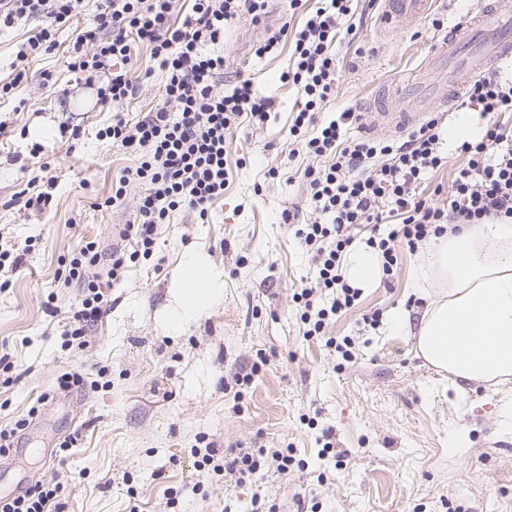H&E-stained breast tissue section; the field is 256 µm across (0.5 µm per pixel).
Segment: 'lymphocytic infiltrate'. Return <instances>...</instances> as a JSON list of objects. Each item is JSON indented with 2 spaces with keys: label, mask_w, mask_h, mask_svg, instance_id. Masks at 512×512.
I'll use <instances>...</instances> for the list:
<instances>
[{
  "label": "lymphocytic infiltrate",
  "mask_w": 512,
  "mask_h": 512,
  "mask_svg": "<svg viewBox=\"0 0 512 512\" xmlns=\"http://www.w3.org/2000/svg\"><path fill=\"white\" fill-rule=\"evenodd\" d=\"M96 12L83 22L68 44L62 62L71 73L94 86L98 102L112 107V123L103 134L123 150L140 155L138 166L124 169L112 185L107 205L122 203L130 184L142 187L135 218L122 235L131 252L111 255L109 277L118 279L129 260L151 257L158 224L170 212L188 207L206 215L223 197L228 181V137L238 120H265L273 96L258 94L251 80L238 81L231 92L218 91L224 35L241 13L260 21L268 0H96ZM354 0H324L295 30L280 27L256 49L262 56L282 41L292 46L287 71L280 80L297 86L304 102L289 134L297 148L321 158L306 167V187L313 220L297 227L295 236L311 252L318 269L313 284L296 301L307 337L322 335L327 320L357 308L359 289L342 275L344 253L353 242L351 230L371 225L368 247L379 257L384 276L398 266L395 241L417 252L447 224L512 223V79L500 73L471 77L464 87V106L477 114L478 138L457 142L461 163L449 193L422 187L447 163L440 149L442 123L432 120L405 141L366 135L348 136L356 123L354 109L319 122L316 114L336 88L339 61L334 46L340 35L357 36ZM84 0H0V30L19 21H35L15 61L49 54L57 46L60 27L78 18ZM146 48L158 61L165 80L160 100L137 122L118 107L134 99L144 81L131 66L136 49ZM331 291L330 306L315 308L317 293ZM58 482H38L16 496L0 498V512H50Z\"/></svg>",
  "instance_id": "obj_1"
}]
</instances>
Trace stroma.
I'll return each mask as SVG.
<instances>
[{"mask_svg": "<svg viewBox=\"0 0 512 512\" xmlns=\"http://www.w3.org/2000/svg\"><path fill=\"white\" fill-rule=\"evenodd\" d=\"M304 19L271 0L264 23L245 14L227 33L221 88L251 79L274 96V109L234 129L229 184L207 215L172 212L152 257L102 282L103 312L81 338L71 316L87 283L70 276L71 261L89 241L104 265L123 247L118 229L132 222L139 189L119 208L103 202L138 158L101 137L111 109L79 87L58 54L30 63L0 98V245L26 253L0 287V355L11 361L0 370V429L25 422L0 455V497L55 479V512H512V416L499 410L512 402V382L457 390L392 326L395 312L427 303L412 286L417 255L398 247L394 274L363 288L357 311L330 319L324 336L303 335L294 295L316 267L282 215L309 218L298 173L314 159L292 153L288 139L297 90L279 76L289 47L261 58L254 47L268 30ZM436 36L430 21L388 25L381 6L367 10L354 43L335 48L343 66L322 119L353 106L352 135L401 141L376 128L372 101L416 75L439 80L423 67ZM132 64L151 73L123 107L135 121L161 95L163 72L143 49ZM60 87L75 91L64 105ZM75 125L81 134L72 139ZM272 167L281 178L266 179ZM50 178V209L14 204L27 181ZM194 254L214 273L213 299L172 325ZM376 309L379 325L361 326L362 313ZM346 336L354 342L348 362L325 346ZM253 368L248 387L231 385L235 372ZM66 373L82 377L79 389L60 387ZM210 442L221 452L288 447L304 473L281 475L270 460L239 485L199 467L196 451Z\"/></svg>", "mask_w": 512, "mask_h": 512, "instance_id": "stroma-1", "label": "stroma"}]
</instances>
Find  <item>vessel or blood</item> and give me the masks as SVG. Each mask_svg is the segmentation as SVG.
I'll return each mask as SVG.
<instances>
[{
	"label": "vessel or blood",
	"instance_id": "b4317fda",
	"mask_svg": "<svg viewBox=\"0 0 512 512\" xmlns=\"http://www.w3.org/2000/svg\"><path fill=\"white\" fill-rule=\"evenodd\" d=\"M387 15L413 26L431 10L432 0H383ZM512 59V0H483L479 9L454 24L435 44L433 63L454 70L466 69L470 74L487 73L501 60ZM430 95L437 111H455L460 95L457 78L432 87ZM428 112H393L377 114V127L398 132L430 121Z\"/></svg>",
	"mask_w": 512,
	"mask_h": 512
}]
</instances>
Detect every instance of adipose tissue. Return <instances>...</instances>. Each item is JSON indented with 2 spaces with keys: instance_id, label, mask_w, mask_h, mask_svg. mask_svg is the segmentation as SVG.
Masks as SVG:
<instances>
[{
  "instance_id": "obj_1",
  "label": "adipose tissue",
  "mask_w": 512,
  "mask_h": 512,
  "mask_svg": "<svg viewBox=\"0 0 512 512\" xmlns=\"http://www.w3.org/2000/svg\"><path fill=\"white\" fill-rule=\"evenodd\" d=\"M211 271L196 259L186 275L178 318L210 302ZM435 297L417 320L400 315L398 330L416 340L425 362L456 387L512 381V223L445 225L420 258L414 288Z\"/></svg>"
}]
</instances>
